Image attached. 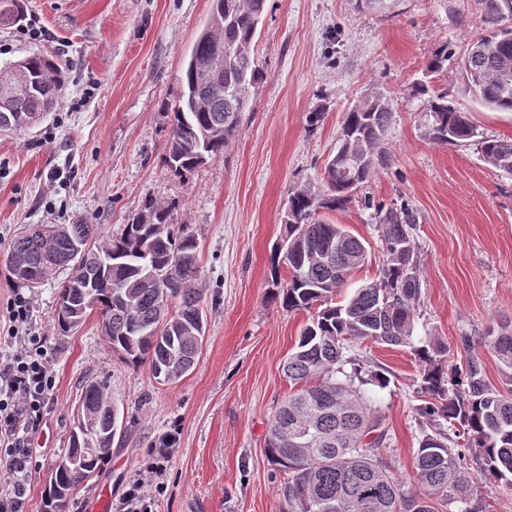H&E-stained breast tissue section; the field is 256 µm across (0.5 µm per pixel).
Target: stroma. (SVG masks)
<instances>
[{
	"label": "stroma",
	"mask_w": 512,
	"mask_h": 512,
	"mask_svg": "<svg viewBox=\"0 0 512 512\" xmlns=\"http://www.w3.org/2000/svg\"><path fill=\"white\" fill-rule=\"evenodd\" d=\"M210 0H25L21 21L0 27V67L34 53L62 60L67 83L53 112L0 137V304L17 286L6 259L27 224L100 225L119 231L148 200L173 203L200 251L207 330L195 370L173 383L148 364L112 352L97 316L69 335L53 321L59 284L30 295L28 329L42 336L56 385L35 444L42 446L28 512H43L51 473L69 446L86 382L107 376L125 428L107 465L74 496L70 512L116 501L149 448L175 443L152 512H280L284 475L265 452L267 426L293 386L282 364L313 311L275 300L271 258L287 235L291 189L316 179L336 152L346 112L386 97L393 114L386 153L368 183L329 221L367 249L341 298L376 279L382 265L378 208L415 217L421 295L415 345L448 348V366L481 358L501 386V364L481 338L512 324V173L483 161L474 143L442 145L425 134L427 98L416 90L432 52L447 48L437 78L483 137L512 140V112H493L460 82L465 54L483 30L477 0H267L254 55L267 74L242 130L222 158L177 175L163 164L181 63L208 18ZM44 30L41 40L26 27ZM326 107L324 122L307 115ZM473 337L463 345V337ZM348 357L383 373L369 386L386 413L388 462L414 488V461L427 424L417 414L421 366L407 347L351 343Z\"/></svg>",
	"instance_id": "35a3bbf8"
}]
</instances>
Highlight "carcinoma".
<instances>
[{
  "label": "carcinoma",
  "mask_w": 512,
  "mask_h": 512,
  "mask_svg": "<svg viewBox=\"0 0 512 512\" xmlns=\"http://www.w3.org/2000/svg\"><path fill=\"white\" fill-rule=\"evenodd\" d=\"M266 0H212L209 19L182 61L178 104L163 163L174 174L191 173L224 156L242 126L252 90L267 76L252 55ZM485 34L470 47L461 79L488 110L512 112V0H479ZM23 15L22 0H3L0 25ZM224 47V78L203 89L198 71ZM447 48L425 65L438 75ZM20 73L22 94L0 108V125L16 131L54 110L64 89L63 67L39 53L0 69V77ZM428 96L425 128L439 144L467 143L478 136L466 111L448 100L447 88H418ZM392 117L389 103L374 96L347 112L336 154L324 165L320 180L308 182L288 198V254L276 253L275 271L288 278L278 298L290 311L319 308L301 330L296 350L283 364L297 389L280 405L266 435V455L274 469L288 475L282 488L285 512H437L436 506L462 504L458 512H484L473 503V483L464 469L463 450L476 448L490 489L512 495V328L501 327L482 338L503 365L507 390L487 382L481 359L467 356L464 368L448 373L441 343L413 345L415 303L420 296L419 260L411 240L413 217L406 208L377 212L386 260L376 280L357 289L344 303L337 292L361 268L366 248L345 224L319 218L352 201L354 193L382 161ZM478 150L490 166L512 173V140L482 138ZM9 268L33 289L70 274L59 283L54 321L61 334L79 328L97 313L103 335L124 362L150 364L156 378L171 383L191 371L206 335L197 242L172 224V204L147 201L116 234L99 225L33 224L13 239ZM171 264L174 287H160L154 274ZM372 341L410 347L421 369V390L429 400L417 407L431 432L424 434L415 456L419 491H410L393 474L383 449L386 414L366 396L363 386L384 387L376 372L343 370L348 343ZM345 379L339 380L336 374ZM74 435L51 476L45 512H62L60 494L74 492L98 473L111 455L119 409L111 404L107 384L89 381L82 388ZM455 429V447L447 431Z\"/></svg>",
  "instance_id": "cac0c4a2"
}]
</instances>
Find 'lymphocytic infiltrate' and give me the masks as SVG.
<instances>
[{"mask_svg":"<svg viewBox=\"0 0 512 512\" xmlns=\"http://www.w3.org/2000/svg\"><path fill=\"white\" fill-rule=\"evenodd\" d=\"M31 309L28 297L13 292L6 303L8 323L0 328V458L7 464V477L0 481V512H26L37 464L32 434L56 383L43 338L24 331ZM170 448L165 438L149 450L143 469L112 512H152L148 488L164 472Z\"/></svg>","mask_w":512,"mask_h":512,"instance_id":"lymphocytic-infiltrate-1","label":"lymphocytic infiltrate"}]
</instances>
